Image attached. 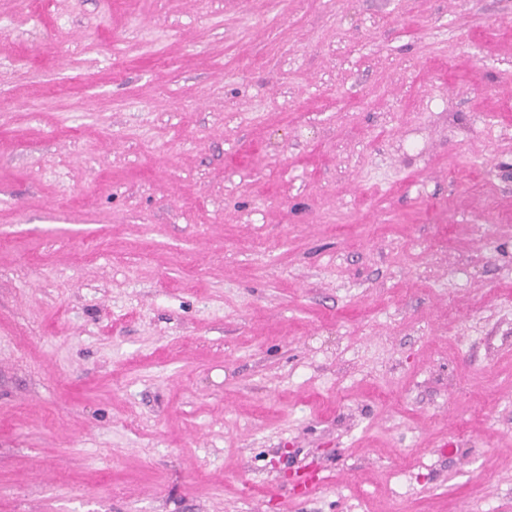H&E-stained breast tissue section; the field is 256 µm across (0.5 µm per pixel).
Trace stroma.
Instances as JSON below:
<instances>
[{
  "label": "stroma",
  "instance_id": "35a3bbf8",
  "mask_svg": "<svg viewBox=\"0 0 512 512\" xmlns=\"http://www.w3.org/2000/svg\"><path fill=\"white\" fill-rule=\"evenodd\" d=\"M0 512H512V0H0Z\"/></svg>",
  "mask_w": 512,
  "mask_h": 512
}]
</instances>
